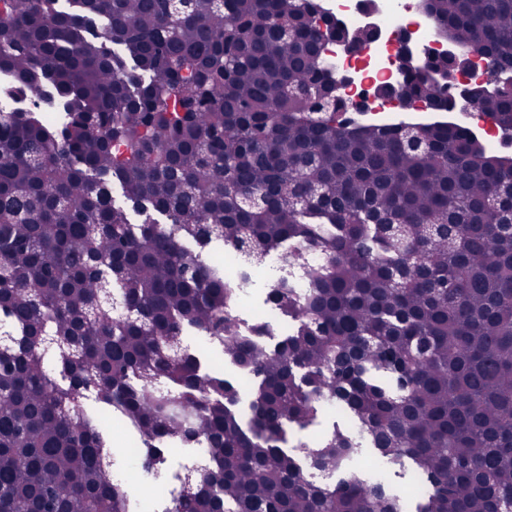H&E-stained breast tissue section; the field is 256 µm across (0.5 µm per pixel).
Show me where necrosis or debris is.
I'll return each instance as SVG.
<instances>
[{
	"label": "necrosis or debris",
	"mask_w": 512,
	"mask_h": 512,
	"mask_svg": "<svg viewBox=\"0 0 512 512\" xmlns=\"http://www.w3.org/2000/svg\"><path fill=\"white\" fill-rule=\"evenodd\" d=\"M321 4L347 28L372 25L382 31L378 41L350 54L334 44L324 50L335 71L351 78L350 84L341 88V96L367 101L374 111L396 109L391 99L376 96L375 89L382 84H399L396 56L401 44H409L423 64L448 50L447 38L422 11L421 0H372L368 5L363 0H321Z\"/></svg>",
	"instance_id": "4bbe7bcc"
}]
</instances>
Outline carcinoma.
I'll return each instance as SVG.
<instances>
[{
    "mask_svg": "<svg viewBox=\"0 0 512 512\" xmlns=\"http://www.w3.org/2000/svg\"><path fill=\"white\" fill-rule=\"evenodd\" d=\"M482 33L476 108L512 125V0H425ZM0 512H158L112 477L127 420L182 512H401L359 473L417 468L414 512H512V158L453 122L350 128L315 0H0ZM468 55L405 94L448 108ZM119 185L131 222L115 204ZM277 252L264 304L238 314ZM204 336L235 375L209 364ZM259 379L244 396L240 377ZM350 423L283 448L327 404ZM264 283L262 280L257 284L251 297H249L240 307V314L243 319L251 323L256 319L269 322L276 330L280 324L282 315L272 311L263 303ZM107 417L112 424L111 452L119 456L131 455L128 448H141L128 422L112 413Z\"/></svg>",
    "mask_w": 512,
    "mask_h": 512,
    "instance_id": "1",
    "label": "carcinoma"
}]
</instances>
